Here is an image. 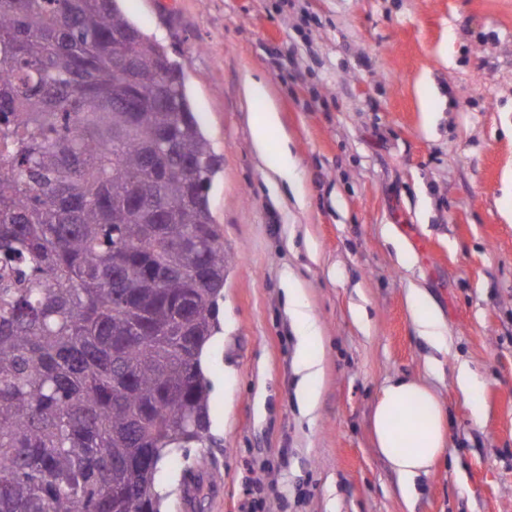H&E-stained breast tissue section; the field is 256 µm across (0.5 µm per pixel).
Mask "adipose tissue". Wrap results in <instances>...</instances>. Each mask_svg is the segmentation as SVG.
<instances>
[{
    "mask_svg": "<svg viewBox=\"0 0 512 512\" xmlns=\"http://www.w3.org/2000/svg\"><path fill=\"white\" fill-rule=\"evenodd\" d=\"M372 431L378 451L400 478L405 496L428 476L447 451L446 412L423 383L389 380L374 408Z\"/></svg>",
    "mask_w": 512,
    "mask_h": 512,
    "instance_id": "1",
    "label": "adipose tissue"
}]
</instances>
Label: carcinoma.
<instances>
[{
	"mask_svg": "<svg viewBox=\"0 0 512 512\" xmlns=\"http://www.w3.org/2000/svg\"><path fill=\"white\" fill-rule=\"evenodd\" d=\"M179 72L117 0H0V512H160L158 462L212 440L217 160Z\"/></svg>",
	"mask_w": 512,
	"mask_h": 512,
	"instance_id": "obj_1",
	"label": "carcinoma"
}]
</instances>
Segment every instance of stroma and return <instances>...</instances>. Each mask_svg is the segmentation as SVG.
Listing matches in <instances>:
<instances>
[{
  "label": "stroma",
  "instance_id": "stroma-1",
  "mask_svg": "<svg viewBox=\"0 0 512 512\" xmlns=\"http://www.w3.org/2000/svg\"><path fill=\"white\" fill-rule=\"evenodd\" d=\"M119 5L179 65L222 158L208 198L224 301L204 352L221 445L163 459L161 512H251L257 494L258 512H512V0ZM270 106L294 172L280 136L254 147ZM414 287L447 352L420 336ZM293 289L318 332L309 412ZM394 377L449 415V451L410 500L371 429Z\"/></svg>",
  "mask_w": 512,
  "mask_h": 512
}]
</instances>
